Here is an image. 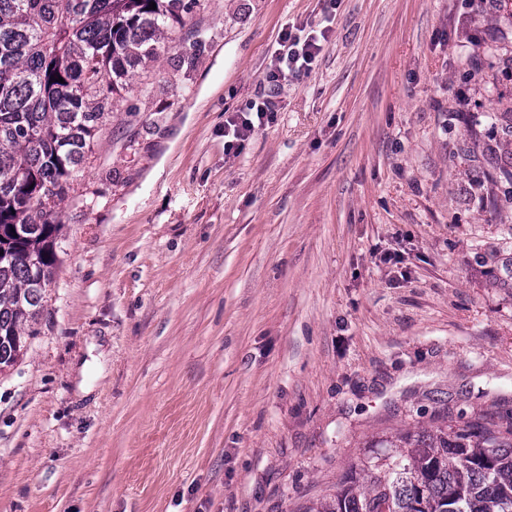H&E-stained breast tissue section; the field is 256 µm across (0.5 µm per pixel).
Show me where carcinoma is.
<instances>
[{
    "label": "carcinoma",
    "instance_id": "cac0c4a2",
    "mask_svg": "<svg viewBox=\"0 0 512 512\" xmlns=\"http://www.w3.org/2000/svg\"><path fill=\"white\" fill-rule=\"evenodd\" d=\"M197 2L0 0V371L23 354L54 279L70 180ZM386 447L397 452L310 512H512V424L409 430Z\"/></svg>",
    "mask_w": 512,
    "mask_h": 512
}]
</instances>
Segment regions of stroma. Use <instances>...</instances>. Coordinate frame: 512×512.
Wrapping results in <instances>:
<instances>
[{
  "instance_id": "1",
  "label": "stroma",
  "mask_w": 512,
  "mask_h": 512,
  "mask_svg": "<svg viewBox=\"0 0 512 512\" xmlns=\"http://www.w3.org/2000/svg\"><path fill=\"white\" fill-rule=\"evenodd\" d=\"M184 21L61 204L0 512H308L401 430L512 421V0ZM287 31L321 50L272 94ZM271 99L266 98L256 107L257 124L248 117H234L228 120V131L225 133L224 138L228 137L229 140H224V152L230 154L236 149V143L248 139L256 130V128L264 125L265 117L267 118L268 112H272Z\"/></svg>"
}]
</instances>
